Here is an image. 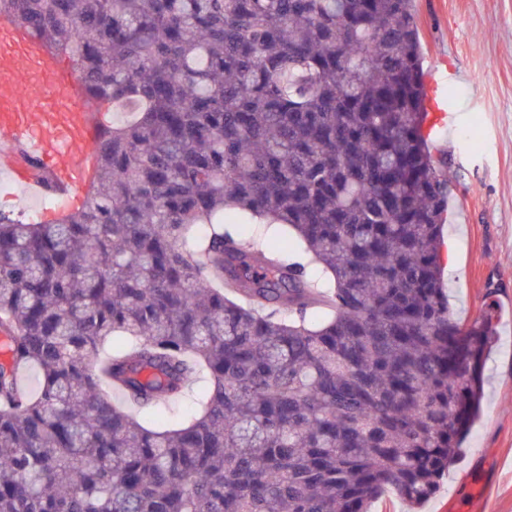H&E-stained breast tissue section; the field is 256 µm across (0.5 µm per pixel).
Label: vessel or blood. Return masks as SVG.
I'll return each mask as SVG.
<instances>
[{
  "mask_svg": "<svg viewBox=\"0 0 512 512\" xmlns=\"http://www.w3.org/2000/svg\"><path fill=\"white\" fill-rule=\"evenodd\" d=\"M459 82L450 64L432 82L427 134L436 137L457 125L463 105L449 100L447 88ZM102 117L97 103L82 92L73 65L49 55L9 22H0V172L25 196L43 195L47 177L55 193L82 201L86 161ZM28 156L38 160L40 173L25 164Z\"/></svg>",
  "mask_w": 512,
  "mask_h": 512,
  "instance_id": "b4317fda",
  "label": "vessel or blood"
}]
</instances>
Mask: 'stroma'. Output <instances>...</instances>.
Instances as JSON below:
<instances>
[{
	"mask_svg": "<svg viewBox=\"0 0 512 512\" xmlns=\"http://www.w3.org/2000/svg\"><path fill=\"white\" fill-rule=\"evenodd\" d=\"M424 81L452 60L468 99L462 123L433 141L452 182L444 227L445 280L453 316L490 309L496 336L484 366L481 420L420 512H512V0H414ZM59 213L53 195L21 202L0 188V212L39 223Z\"/></svg>",
	"mask_w": 512,
	"mask_h": 512,
	"instance_id": "35a3bbf8",
	"label": "stroma"
}]
</instances>
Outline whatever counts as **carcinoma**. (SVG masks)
<instances>
[{"label": "carcinoma", "mask_w": 512, "mask_h": 512, "mask_svg": "<svg viewBox=\"0 0 512 512\" xmlns=\"http://www.w3.org/2000/svg\"><path fill=\"white\" fill-rule=\"evenodd\" d=\"M1 20L127 118L101 130L82 207L0 211V512L429 499L495 330L448 307L413 0H0ZM248 219L293 230L306 261L245 241ZM201 370L177 428L109 393L142 410Z\"/></svg>", "instance_id": "carcinoma-1"}]
</instances>
